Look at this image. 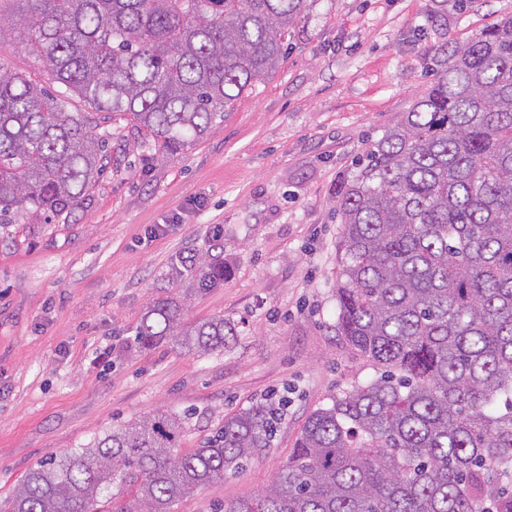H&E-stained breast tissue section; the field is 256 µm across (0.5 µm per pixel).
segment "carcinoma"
Here are the masks:
<instances>
[{"instance_id": "carcinoma-1", "label": "carcinoma", "mask_w": 512, "mask_h": 512, "mask_svg": "<svg viewBox=\"0 0 512 512\" xmlns=\"http://www.w3.org/2000/svg\"><path fill=\"white\" fill-rule=\"evenodd\" d=\"M28 17L12 49L62 91L0 66V232L72 213L112 132L64 100L126 116L163 152L202 140L283 55L308 0H0ZM436 80L336 193V333L379 375L305 421L270 486L223 512H512V15L430 53ZM186 292L224 282L204 255L172 264ZM148 308L145 347H224L235 325ZM256 403L181 453L186 417L162 411L49 458L0 512H173L271 446ZM127 495L111 493L112 486Z\"/></svg>"}]
</instances>
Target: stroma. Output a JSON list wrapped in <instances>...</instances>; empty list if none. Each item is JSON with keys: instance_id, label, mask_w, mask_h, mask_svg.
<instances>
[{"instance_id": "35a3bbf8", "label": "stroma", "mask_w": 512, "mask_h": 512, "mask_svg": "<svg viewBox=\"0 0 512 512\" xmlns=\"http://www.w3.org/2000/svg\"><path fill=\"white\" fill-rule=\"evenodd\" d=\"M511 13L512 0H310L278 68L183 153L109 117L107 165L69 220L0 234V498L118 425L189 412L187 452L284 397L272 448L175 512L264 491L310 413L376 375L335 328L340 178L433 81L431 47ZM23 27L0 25V66L38 80V59L11 48ZM196 252L227 273L181 319L221 315L235 336L207 352L139 347L149 304L181 294L172 259Z\"/></svg>"}]
</instances>
